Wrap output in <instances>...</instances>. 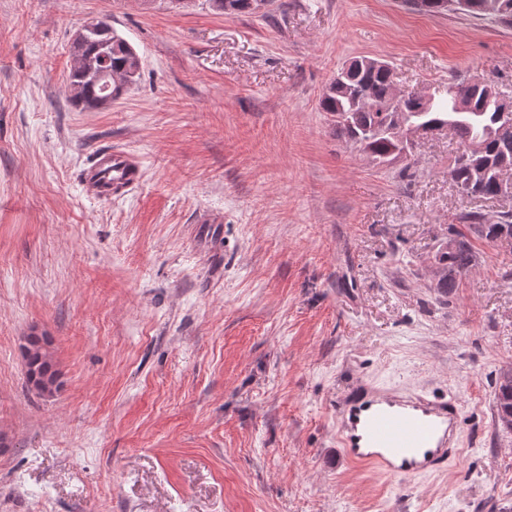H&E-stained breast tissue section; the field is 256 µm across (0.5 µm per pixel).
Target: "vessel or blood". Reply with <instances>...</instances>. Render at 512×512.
Wrapping results in <instances>:
<instances>
[{"label":"vessel or blood","instance_id":"vessel-or-blood-1","mask_svg":"<svg viewBox=\"0 0 512 512\" xmlns=\"http://www.w3.org/2000/svg\"><path fill=\"white\" fill-rule=\"evenodd\" d=\"M140 162L129 153H102L85 176L92 196L138 186ZM457 396L373 388L336 403V439L352 462L370 465L398 478L444 470L459 454Z\"/></svg>","mask_w":512,"mask_h":512}]
</instances>
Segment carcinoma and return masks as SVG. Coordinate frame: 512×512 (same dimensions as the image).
<instances>
[{
    "label": "carcinoma",
    "instance_id": "1",
    "mask_svg": "<svg viewBox=\"0 0 512 512\" xmlns=\"http://www.w3.org/2000/svg\"><path fill=\"white\" fill-rule=\"evenodd\" d=\"M226 15L251 11L250 0H212ZM74 65L70 73L73 102L86 109L102 105L103 72L112 73V96L140 77V59L132 46L105 20L81 39L73 42ZM321 98V109L336 118V131L380 163H391L410 146L389 132L395 109L390 104L392 89L382 68L368 67L361 59L345 64ZM470 95L472 110L458 112L455 98ZM408 122L434 131L446 127L456 141V150L448 163V175L461 191L470 196H498L497 175L503 166L512 167V133L500 132L501 122L495 99L484 87L470 84L464 75L448 80V98L432 102L426 109L413 99L403 103ZM467 232L455 231L452 245H443L437 255L439 274L436 287L447 294L456 286L457 277L475 266L476 255L467 234L487 241L512 240V212L504 211L491 222L483 214L470 211L462 215ZM22 347L28 383L41 395L51 396L59 387L60 373L53 354L44 348L48 338L31 333ZM495 415L498 423L512 429V378L498 381Z\"/></svg>",
    "mask_w": 512,
    "mask_h": 512
}]
</instances>
